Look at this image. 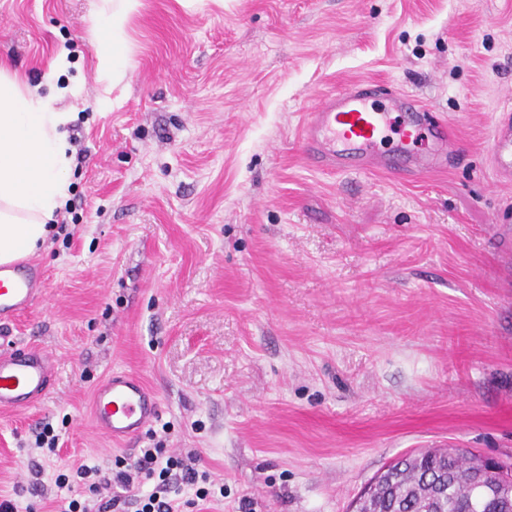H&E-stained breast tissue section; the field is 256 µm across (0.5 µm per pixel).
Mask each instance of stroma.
I'll return each instance as SVG.
<instances>
[{"label": "stroma", "mask_w": 512, "mask_h": 512, "mask_svg": "<svg viewBox=\"0 0 512 512\" xmlns=\"http://www.w3.org/2000/svg\"><path fill=\"white\" fill-rule=\"evenodd\" d=\"M91 11L0 0V63L73 113L86 151L74 221L33 258L44 295L0 330L55 360L45 399L0 412V497L52 512L56 474L150 446L93 427L115 372L158 395L166 448L197 449L223 482L213 512H348L405 454H512V182L491 164L512 0H141L112 88ZM366 80L449 121L447 171L308 162V110ZM46 424L53 455L34 446Z\"/></svg>", "instance_id": "obj_1"}]
</instances>
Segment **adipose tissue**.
<instances>
[{
	"label": "adipose tissue",
	"mask_w": 512,
	"mask_h": 512,
	"mask_svg": "<svg viewBox=\"0 0 512 512\" xmlns=\"http://www.w3.org/2000/svg\"><path fill=\"white\" fill-rule=\"evenodd\" d=\"M139 0H101L91 23L96 69L109 85L127 73L126 23ZM72 113L0 68V263L35 254L69 197L73 158L64 127Z\"/></svg>",
	"instance_id": "1"
}]
</instances>
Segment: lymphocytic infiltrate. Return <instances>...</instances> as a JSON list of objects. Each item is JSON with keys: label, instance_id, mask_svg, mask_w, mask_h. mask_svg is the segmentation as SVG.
Returning a JSON list of instances; mask_svg holds the SVG:
<instances>
[{"label": "lymphocytic infiltrate", "instance_id": "1", "mask_svg": "<svg viewBox=\"0 0 512 512\" xmlns=\"http://www.w3.org/2000/svg\"><path fill=\"white\" fill-rule=\"evenodd\" d=\"M199 453L188 448L179 454H171L163 442L142 449L135 461L116 459L110 475H103L98 466L82 464L71 474H57L51 493L55 501L62 503L61 512H119L120 507L136 506L137 512H193L224 493L223 488L210 484V475L198 471ZM87 486L89 497L78 501L70 498L74 483ZM149 485L147 494L138 500L125 497L128 489ZM192 488L194 495L185 499L183 488Z\"/></svg>", "mask_w": 512, "mask_h": 512}]
</instances>
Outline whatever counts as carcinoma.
Instances as JSON below:
<instances>
[{"label":"carcinoma","mask_w":512,"mask_h":512,"mask_svg":"<svg viewBox=\"0 0 512 512\" xmlns=\"http://www.w3.org/2000/svg\"><path fill=\"white\" fill-rule=\"evenodd\" d=\"M474 456L459 448H429L402 457L393 484L377 490L365 512H465L475 491L469 468Z\"/></svg>","instance_id":"1"}]
</instances>
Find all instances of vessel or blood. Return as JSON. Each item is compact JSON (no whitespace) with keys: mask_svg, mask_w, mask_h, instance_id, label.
<instances>
[{"mask_svg":"<svg viewBox=\"0 0 512 512\" xmlns=\"http://www.w3.org/2000/svg\"><path fill=\"white\" fill-rule=\"evenodd\" d=\"M384 98L387 108L373 107ZM404 113L400 127H393L389 112ZM396 144L383 153L377 144L387 132ZM428 135L425 150L415 144ZM494 160L501 177L512 176V123L495 129ZM302 148L317 166L336 170L377 169L396 176L430 173L444 166L455 150L448 123L412 95L380 82H367L337 90L311 108L302 126ZM41 270L30 263L0 267V324L6 325L31 310L43 295ZM54 372L53 357L40 349L23 352L0 350V410L25 409L46 397ZM160 413V401L140 377L115 372L93 393L92 415L98 431L112 442L130 441L143 433Z\"/></svg>","mask_w":512,"mask_h":512,"instance_id":"obj_1","label":"vessel or blood"}]
</instances>
